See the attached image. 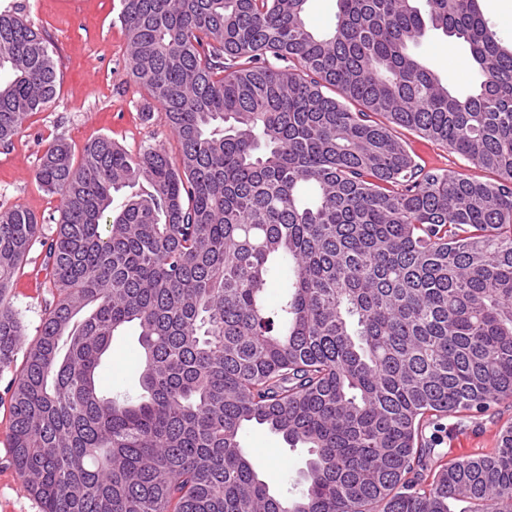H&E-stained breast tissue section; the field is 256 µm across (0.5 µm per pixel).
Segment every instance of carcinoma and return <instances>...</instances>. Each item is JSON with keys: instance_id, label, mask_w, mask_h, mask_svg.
<instances>
[{"instance_id": "obj_1", "label": "carcinoma", "mask_w": 512, "mask_h": 512, "mask_svg": "<svg viewBox=\"0 0 512 512\" xmlns=\"http://www.w3.org/2000/svg\"><path fill=\"white\" fill-rule=\"evenodd\" d=\"M131 75L180 145L57 139L35 180L53 234L0 208L7 301L41 247L51 299L11 387L13 465L42 512H512V424L445 460L426 429L512 401V45L479 0H120ZM436 30L480 82L448 89L414 51ZM53 51L0 10V144L57 95ZM406 128L494 175L425 170ZM282 268L279 300L269 280ZM137 325L140 393L99 372ZM252 424L309 449L274 495ZM336 11V0H309L306 19L315 32L325 33L333 27Z\"/></svg>"}]
</instances>
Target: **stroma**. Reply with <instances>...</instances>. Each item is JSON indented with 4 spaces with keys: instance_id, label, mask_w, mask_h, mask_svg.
<instances>
[{
    "instance_id": "35a3bbf8",
    "label": "stroma",
    "mask_w": 512,
    "mask_h": 512,
    "mask_svg": "<svg viewBox=\"0 0 512 512\" xmlns=\"http://www.w3.org/2000/svg\"><path fill=\"white\" fill-rule=\"evenodd\" d=\"M13 4L23 7L28 20L47 39L61 81L49 107L29 115L9 146L0 145V207L28 208L51 231L60 201L39 186L34 169L52 140L65 139L79 151L89 140L107 136L132 153L151 144L163 146L174 157L180 146L162 121L143 117L152 101L129 74L126 36L119 22L120 0H0L2 8ZM416 52L431 63L450 90L466 94L476 85L477 73L464 44L431 31ZM399 135L425 169L465 172L482 181L491 178L442 144L406 129ZM40 263V257H33L10 293L28 340L36 335L44 301L50 296ZM14 376V369L0 371V512H41L39 501L25 490L11 462L8 399ZM138 376L137 332L130 327L114 338L100 384L105 390L133 397L139 392ZM442 424L441 448L449 458L489 454L497 446L500 431L512 424V402L496 405L492 416L475 423L449 417ZM241 444L247 454L264 462L260 477L272 493L294 496L303 491L307 449L289 447L281 435L259 425L242 431Z\"/></svg>"
}]
</instances>
